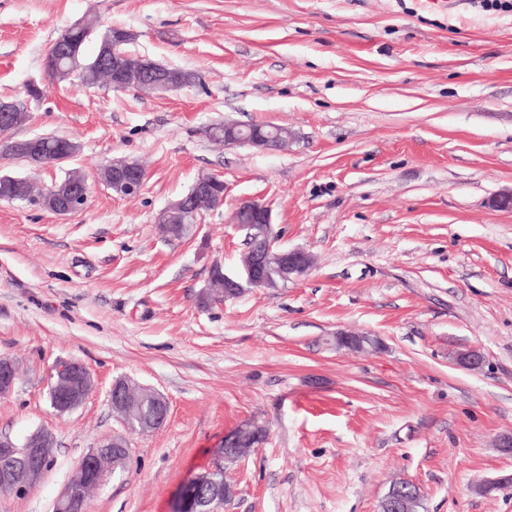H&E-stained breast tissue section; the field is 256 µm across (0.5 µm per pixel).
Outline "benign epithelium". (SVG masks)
<instances>
[{"label": "benign epithelium", "mask_w": 512, "mask_h": 512, "mask_svg": "<svg viewBox=\"0 0 512 512\" xmlns=\"http://www.w3.org/2000/svg\"><path fill=\"white\" fill-rule=\"evenodd\" d=\"M94 68L112 70V88L115 90L135 89L141 92L165 94L177 90V83L168 75L166 67L146 57L132 58L121 51L120 43L109 37L101 41L100 54L89 62ZM18 103L0 99V134L17 126ZM112 168V191L123 196L138 193L146 180L144 168L135 161L120 160ZM35 196L37 205L57 215H67L81 210L89 194L85 176L76 177L63 184L39 188ZM224 181L212 174H201L190 191L183 197L170 202L163 214L171 219H186L201 216L203 212L224 204ZM231 223L241 229L252 224L263 225L264 247L260 250L246 248L239 276L224 275V296L248 286L250 288H272L275 281L269 273L272 261L277 259L278 275L284 282L297 278L311 265V257L301 250H290L277 254L280 248L278 234L274 230L270 209L262 202L250 199L238 204L232 213ZM457 363L467 369L482 366L483 355L476 349L456 356ZM51 403L53 408L64 414L83 404L94 388V378L85 364L77 360H60L51 370ZM17 380L16 366L9 357L0 356V398H6L14 391ZM134 388L126 380H117L108 392L112 411L123 415L131 403ZM266 440L265 429L249 423L243 424L224 437V446L219 449L211 466L192 478L186 487L197 492L198 512H217V506L224 502V483L215 473L224 468L226 450L250 447L255 449ZM55 443L51 432L36 429L23 440L17 441L7 434H0V488H7L19 495L33 490L48 470L51 448ZM127 455L126 442L114 437L108 442L91 449L79 463L76 474L66 484L56 499L54 512H84L87 508L85 491L95 482L115 470L118 460Z\"/></svg>", "instance_id": "obj_1"}]
</instances>
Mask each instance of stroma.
<instances>
[{"mask_svg": "<svg viewBox=\"0 0 512 512\" xmlns=\"http://www.w3.org/2000/svg\"><path fill=\"white\" fill-rule=\"evenodd\" d=\"M130 31V51L197 74L165 94L51 80L61 30ZM37 84L39 99L28 100ZM28 102L14 139L80 146L85 208L65 216L0 202V356L18 369L0 433L44 428L53 465L36 488L0 491V512H53L91 448L125 436L88 512H171L224 436L267 439L224 477L219 512H379L392 481L423 512H512V10L479 0H0V97ZM232 119L288 129L287 147H227L205 130ZM139 161L137 195L99 179ZM223 205L166 238L159 212L198 175ZM246 199L272 210L281 244L314 258L281 288L200 307L213 262L242 269ZM341 330L380 350L337 347ZM477 348L483 365L455 356ZM91 371L77 409L50 406L59 359ZM128 379L160 393L165 424L127 431L107 395Z\"/></svg>", "mask_w": 512, "mask_h": 512, "instance_id": "stroma-1", "label": "stroma"}]
</instances>
